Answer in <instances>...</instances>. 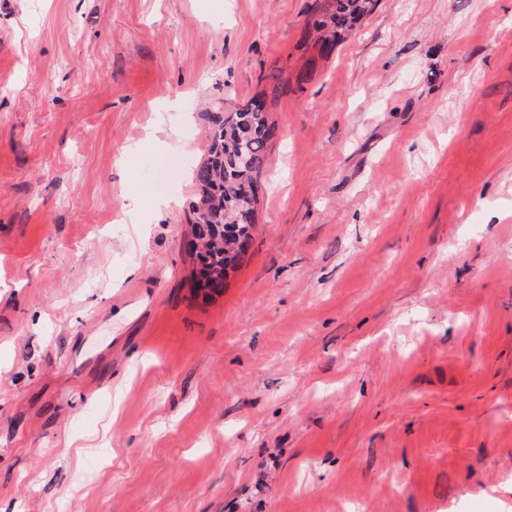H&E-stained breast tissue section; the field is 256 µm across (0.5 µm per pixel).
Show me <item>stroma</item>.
<instances>
[{"label":"stroma","instance_id":"obj_1","mask_svg":"<svg viewBox=\"0 0 512 512\" xmlns=\"http://www.w3.org/2000/svg\"><path fill=\"white\" fill-rule=\"evenodd\" d=\"M323 2L0 0V512H512V0H376L301 82ZM274 74L205 299L209 114Z\"/></svg>","mask_w":512,"mask_h":512}]
</instances>
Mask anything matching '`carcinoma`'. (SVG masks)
<instances>
[{
    "mask_svg": "<svg viewBox=\"0 0 512 512\" xmlns=\"http://www.w3.org/2000/svg\"><path fill=\"white\" fill-rule=\"evenodd\" d=\"M371 0H328L324 19L313 27L324 44H336L367 12ZM208 158L193 173L199 202L192 205L191 232L200 251L195 253L198 274L194 287L207 288V271L235 268L251 239L258 199L255 183L267 166V147L276 135L264 104L215 109Z\"/></svg>",
    "mask_w": 512,
    "mask_h": 512,
    "instance_id": "cac0c4a2",
    "label": "carcinoma"
}]
</instances>
